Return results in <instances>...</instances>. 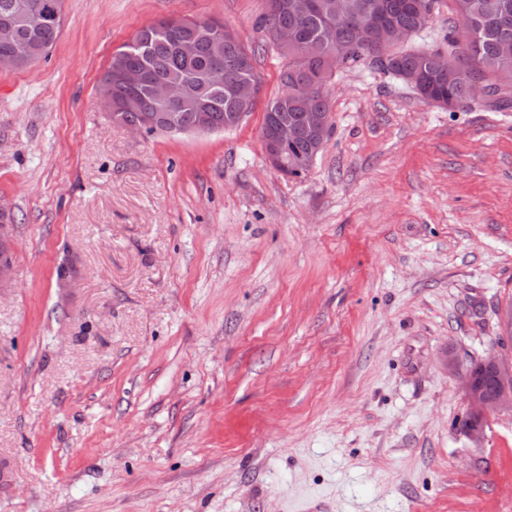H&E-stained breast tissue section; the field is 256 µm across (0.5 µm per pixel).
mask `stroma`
I'll return each mask as SVG.
<instances>
[{
  "label": "stroma",
  "instance_id": "obj_1",
  "mask_svg": "<svg viewBox=\"0 0 512 512\" xmlns=\"http://www.w3.org/2000/svg\"><path fill=\"white\" fill-rule=\"evenodd\" d=\"M264 12L63 0L48 57L0 70V512H512V409L470 441L443 365L512 351V108L341 66L330 137L285 177ZM164 17L254 51L237 128L136 134L100 104Z\"/></svg>",
  "mask_w": 512,
  "mask_h": 512
}]
</instances>
